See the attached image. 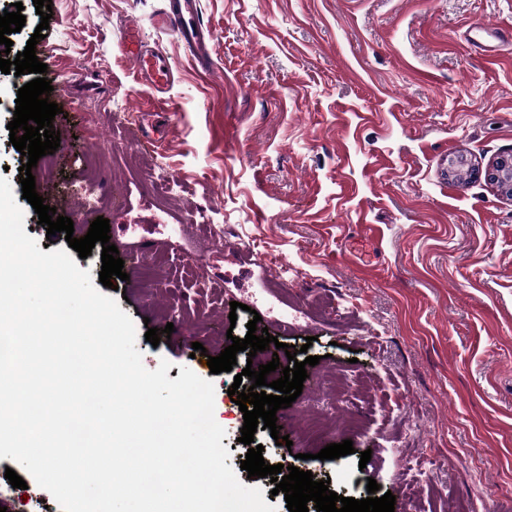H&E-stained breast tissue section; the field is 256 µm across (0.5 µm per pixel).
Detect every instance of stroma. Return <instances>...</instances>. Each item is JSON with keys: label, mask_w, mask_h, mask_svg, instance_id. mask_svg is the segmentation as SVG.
<instances>
[{"label": "stroma", "mask_w": 512, "mask_h": 512, "mask_svg": "<svg viewBox=\"0 0 512 512\" xmlns=\"http://www.w3.org/2000/svg\"><path fill=\"white\" fill-rule=\"evenodd\" d=\"M198 3L213 32L207 70L159 22L162 0H52L36 46L62 110L59 148L31 170L37 193L58 195L57 215L73 217L68 185L106 154L94 178L111 202L103 217L146 225L158 241L141 253L133 237L112 236L128 279L125 292L103 290L134 322L144 367L165 360L168 379L185 367L212 379L229 466L288 512L269 479L240 468L243 414L227 391L246 353L229 372L207 365L259 313L279 342L319 359L276 413L290 446L254 435L267 464L292 463L358 500L375 479L395 512H512V196L482 175L443 174L450 157L484 166L512 150V44L483 59L464 39L481 21L512 28V0ZM129 26L175 63L162 107L118 47ZM29 80L0 72V177L17 197L26 159L7 124ZM205 209L224 232L220 261L212 230L185 222ZM169 323L171 337L145 342L147 326ZM336 369L351 385L341 401ZM338 410L367 434L310 442L290 420ZM348 438L354 453L318 460ZM0 502L62 512L32 480Z\"/></svg>", "instance_id": "1"}]
</instances>
